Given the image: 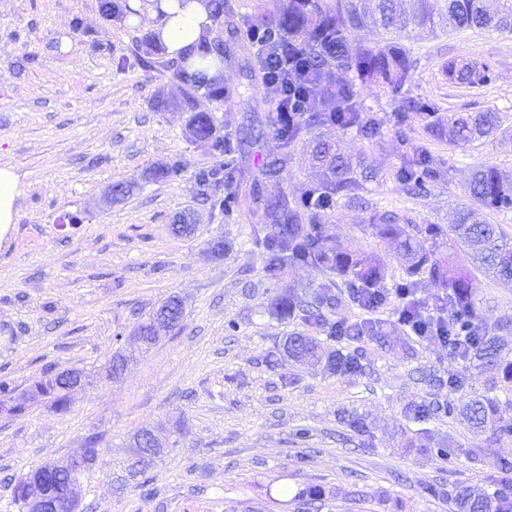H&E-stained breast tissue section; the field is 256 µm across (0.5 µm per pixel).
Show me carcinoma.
<instances>
[{
    "mask_svg": "<svg viewBox=\"0 0 512 512\" xmlns=\"http://www.w3.org/2000/svg\"><path fill=\"white\" fill-rule=\"evenodd\" d=\"M411 8L402 7V0H282L274 13L263 14L248 26L246 37L258 50L272 49L280 55L288 75L304 70L306 79L300 94L281 95L282 107L299 115L279 135L280 151L266 158L262 175L274 178L288 163L291 153L301 138L315 129L333 125L341 130L352 129L365 138L379 134L377 119L365 110L357 99L355 85L333 81L336 73H351L360 86L381 89L401 113L416 112L427 119L432 136L445 139L453 146H465L489 137L498 127L500 116L493 110L448 116L447 123L432 121L437 112L435 103L411 100L404 96L405 87L412 80V63L407 50L387 34H410L417 30L436 33L437 29H494L512 33V0H410ZM101 11L105 18L120 20L129 11L126 0H102ZM203 58L223 55L224 62H232L231 55L204 36L197 45ZM446 72L452 82L476 87L491 81L490 70L472 62L447 64ZM173 77L184 84L185 92L178 106L191 113L188 131L196 142L210 145L224 154V136L214 123V117L195 111L196 94L204 89L215 98H224V88L214 86L200 71L190 72L177 67ZM336 101L328 109L325 102ZM238 152L255 145L261 134L243 121L239 126ZM315 181L307 195L299 201L283 191L274 198L260 194L258 182H253L249 196L255 205L254 215L259 225L254 236L269 254L266 274L278 280L290 268L315 266L325 270L327 279L313 293L312 299H296L291 295L279 296L274 301L277 309L298 318L303 324L336 338V322L330 314L336 309V281H345L348 297L356 303L370 299L369 292L384 288L387 266L374 252L361 246L349 248L336 246L323 235L322 219L333 210L338 200L355 205L361 203L359 191L362 182L376 177V172L358 159L353 160L342 144L318 138L311 150ZM426 166V156L421 153L401 171L404 182L413 190L423 187L420 168ZM226 180L217 178L219 171L202 172L199 179L206 182L217 179L227 192V202L234 203L239 192L234 181L236 159L224 163ZM179 161L157 165L145 178L160 182L180 176ZM467 191L475 206H463L455 213L448 227L440 224H404L394 213L383 212L372 217V235L382 243L394 246L402 263L405 287L416 290L427 275V282L436 288V300L452 312L456 321L455 339L459 355L472 363L487 377L489 390L512 394V350L502 337L490 332L484 323L477 299V275L500 280H512V243L499 224H485L478 220L475 207L489 210L512 209V179L497 167L483 165L476 169ZM453 235L458 250L438 255L426 246L427 240L437 241ZM172 325L177 326L183 317V308L176 297L169 298L162 306ZM389 322L371 325L351 324L345 329L347 336H369L385 346L393 336ZM288 354L310 365H324L331 371L351 369L354 362L336 352H325L313 336L297 334L288 339ZM65 381L53 372H45L33 388L38 390L59 411L68 409ZM512 404V399L502 400L497 395L468 396L460 403L448 401V414L459 415L467 425L477 431L490 429L500 440H512V426L498 425L497 415L501 403ZM134 448L140 458L125 464L122 474L116 476L119 489L126 486V474L144 475L154 464L162 449L150 444L148 434L134 437ZM38 484L50 500H63V488L70 478L68 471H48L40 465L26 473ZM454 512H512V482H502L491 493L476 492L467 486L456 490L453 498Z\"/></svg>",
    "mask_w": 512,
    "mask_h": 512,
    "instance_id": "carcinoma-1",
    "label": "carcinoma"
}]
</instances>
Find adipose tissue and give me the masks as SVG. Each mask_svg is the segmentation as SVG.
Instances as JSON below:
<instances>
[{
	"label": "adipose tissue",
	"mask_w": 512,
	"mask_h": 512,
	"mask_svg": "<svg viewBox=\"0 0 512 512\" xmlns=\"http://www.w3.org/2000/svg\"><path fill=\"white\" fill-rule=\"evenodd\" d=\"M134 15L130 23L149 25L158 44L173 58L183 59L189 70H203L207 77L218 78L224 72L219 57L200 60L190 47L199 37L210 34L214 22L209 0H132Z\"/></svg>",
	"instance_id": "ef3b65f1"
}]
</instances>
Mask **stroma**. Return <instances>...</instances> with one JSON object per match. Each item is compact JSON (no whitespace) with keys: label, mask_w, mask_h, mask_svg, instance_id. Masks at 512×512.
Here are the masks:
<instances>
[{"label":"stroma","mask_w":512,"mask_h":512,"mask_svg":"<svg viewBox=\"0 0 512 512\" xmlns=\"http://www.w3.org/2000/svg\"><path fill=\"white\" fill-rule=\"evenodd\" d=\"M146 32L107 21L100 0H0V163L22 184L16 224L0 242V380L22 391L47 371L91 376L68 410L39 402L21 415L0 413V512H17L18 476L79 453L92 436L98 460L82 481L84 512H309L297 498L306 489L322 494L316 512H452L455 485L484 489L504 479L498 460L512 461V442L426 411L447 403L448 379H463L468 395L485 390L484 375L437 341L411 336L407 350H390L321 332L325 350L352 355L356 369L333 373L288 359V336L312 331L275 315L272 302L311 295L326 274L309 266L269 280L247 207L205 201L197 175L225 158L189 140L188 113L155 107L157 93L178 99L184 86L165 51L145 53ZM211 38L235 61L224 69L223 102L198 93L197 111L255 116L266 132L242 169L265 196L304 197L312 184L306 142L276 179L259 173L279 141L271 105L255 92L263 75L255 53L223 19ZM96 42L111 53L93 50ZM400 42L413 61L410 96L437 103L443 118L492 109L500 123L490 137L451 146L431 138L419 114L400 115L364 87L359 99L380 138L322 128L380 174L365 184L363 204L324 218L325 231L336 243L377 249L389 289L402 272L370 234L373 212L447 225L470 202L475 168L491 164L512 176V34L415 32ZM453 60L489 63L494 79L452 83L443 68ZM418 150L429 166L423 194L412 196L400 172ZM171 160L183 166L177 180L141 183L120 203L107 198L109 185ZM217 237L229 244L220 258L208 250ZM477 286L488 328L512 317V283L482 277ZM171 296L183 304L180 325L108 376L105 364L129 353L135 327ZM140 431L164 454L149 488L117 490L113 474ZM448 441L457 450L451 463L436 455Z\"/></svg>","instance_id":"1"}]
</instances>
